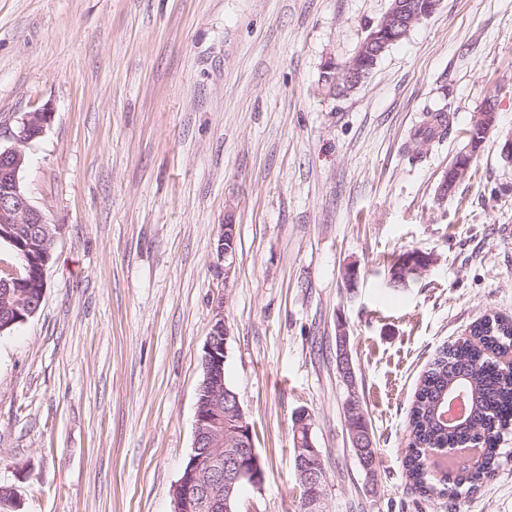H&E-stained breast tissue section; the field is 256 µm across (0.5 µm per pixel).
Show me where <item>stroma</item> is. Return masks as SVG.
<instances>
[{
    "label": "stroma",
    "instance_id": "obj_1",
    "mask_svg": "<svg viewBox=\"0 0 512 512\" xmlns=\"http://www.w3.org/2000/svg\"><path fill=\"white\" fill-rule=\"evenodd\" d=\"M390 0H0V146L23 116L28 195L56 228L38 313L0 335V488L11 512H172L192 452L216 298L225 377L261 491L299 512L292 419L310 416L327 512H512V436L475 492L427 498L402 467L428 362L512 319V0H442L344 96L321 86ZM494 101L466 178H442ZM448 130L404 150L424 114ZM236 226L232 276L216 253ZM433 255L392 286L393 257ZM355 266L357 278L344 272ZM345 325L378 457L350 447Z\"/></svg>",
    "mask_w": 512,
    "mask_h": 512
}]
</instances>
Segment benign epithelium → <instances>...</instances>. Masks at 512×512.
<instances>
[{"mask_svg": "<svg viewBox=\"0 0 512 512\" xmlns=\"http://www.w3.org/2000/svg\"><path fill=\"white\" fill-rule=\"evenodd\" d=\"M441 0H391L385 15L370 28L369 33L354 56L341 64L329 61L325 64L321 81L327 82L329 93H349L367 78L379 58L395 43L405 38L409 30L438 9ZM49 108L28 112L19 122L13 138L16 145L0 148V238L14 248L24 261L26 274L11 268V279L0 282L9 297L16 289L20 300L16 305L28 317L35 315L27 301L28 294L23 288H31L34 279L44 276L45 266L33 271L30 246L15 238L12 231L16 224H41L44 235L38 238V247L46 255L52 253L56 235L46 216L35 207L22 181L26 165V154L20 146L40 137L51 120ZM496 112L486 109L479 113L471 124L467 136L470 152L461 154L448 166L441 191L446 193L463 180L470 169L473 153L481 146L486 136L495 127ZM236 225H222L218 240L217 254L224 261V285H229L236 255ZM224 299L215 305V319L204 346L202 365L210 400L207 405L196 408L193 450L182 476L173 490L176 512H238L242 489L250 486L259 489L263 483L261 460L256 451L252 430L239 403L237 394L224 385V363L230 330L224 321L222 311ZM336 359L339 373L348 389L344 415L351 417L357 412L360 401L356 392V372L349 349V335L343 326L336 331ZM233 416L232 425L224 424V415ZM296 424L305 432V439L296 444V471L302 491L300 508L302 512H325L324 472L321 453L312 443L309 432V413L301 414ZM351 448L364 467H369L373 447L369 432H353L350 435Z\"/></svg>", "mask_w": 512, "mask_h": 512, "instance_id": "obj_1", "label": "benign epithelium"}]
</instances>
